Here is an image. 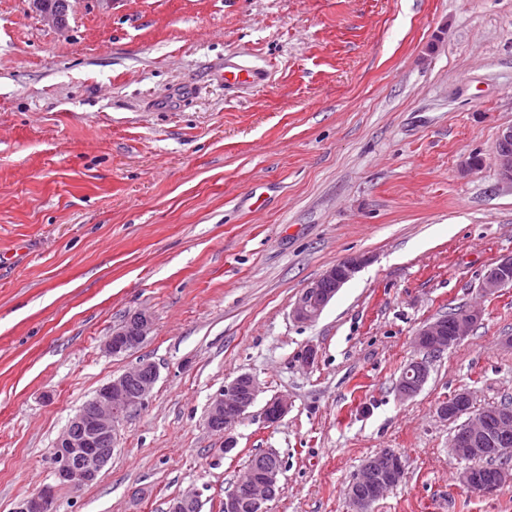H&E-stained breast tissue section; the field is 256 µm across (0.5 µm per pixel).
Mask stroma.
<instances>
[{"mask_svg":"<svg viewBox=\"0 0 512 512\" xmlns=\"http://www.w3.org/2000/svg\"><path fill=\"white\" fill-rule=\"evenodd\" d=\"M72 4L59 30L0 0V512L51 484L57 512H166L189 488L220 512L259 451L282 461L266 512H349L385 449L405 477L371 512H512V482L460 485L437 414L461 391L476 412L512 399V288L480 291L512 256L493 157L512 0ZM234 63L265 81L225 85ZM355 254L320 318L294 321L297 293ZM473 305L474 330L401 399L417 329ZM136 311L153 334L112 357ZM142 359L158 381L97 481L56 486L69 418ZM243 373L260 392L223 455L205 413Z\"/></svg>","mask_w":512,"mask_h":512,"instance_id":"1","label":"stroma"}]
</instances>
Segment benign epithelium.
<instances>
[{"instance_id":"7a95c632","label":"benign epithelium","mask_w":512,"mask_h":512,"mask_svg":"<svg viewBox=\"0 0 512 512\" xmlns=\"http://www.w3.org/2000/svg\"><path fill=\"white\" fill-rule=\"evenodd\" d=\"M43 21L56 29L68 23L71 0H33ZM494 158L499 181L512 187V125L500 130ZM362 255H351L326 269L310 281L296 296L291 308L292 318L299 323L316 321L337 292L364 265ZM512 288V257L498 261L485 274L480 288L494 293ZM480 319V311L463 312L455 322V340L470 334ZM153 331L152 318L144 312L129 315L121 327L112 331L104 341L105 351L112 357H122L142 345ZM415 345L423 357L412 361L401 375L396 388L409 398L418 394L429 376V356L448 349V321L442 316L421 326L415 333ZM159 374L154 363L142 359L112 381L101 386L68 421L62 436L55 442L51 459L57 483L79 492L94 483L109 461L110 447L133 411L142 406L153 390ZM259 394L255 379L245 373L219 389L211 398L205 415L206 427L224 434L249 413ZM288 399L275 396L263 408L269 423L280 422L288 413ZM438 416L454 422L462 416L468 419L457 428L449 443L450 452L459 459L473 462L485 454V446L493 447L500 460L512 458V404L499 405L472 413L468 392L457 393L450 402L442 403ZM476 467L470 465L460 473V481L477 493H490L512 478L503 472L492 484H480ZM281 462L274 454L266 453L248 471L246 491L253 507L260 512L262 505L279 491ZM404 477V463L399 453L386 449L363 464L348 488L350 512H369L375 500L387 486L398 485ZM200 500L195 492L187 491L170 500L167 512H197ZM13 512H56V487L47 485L18 501Z\"/></svg>"}]
</instances>
